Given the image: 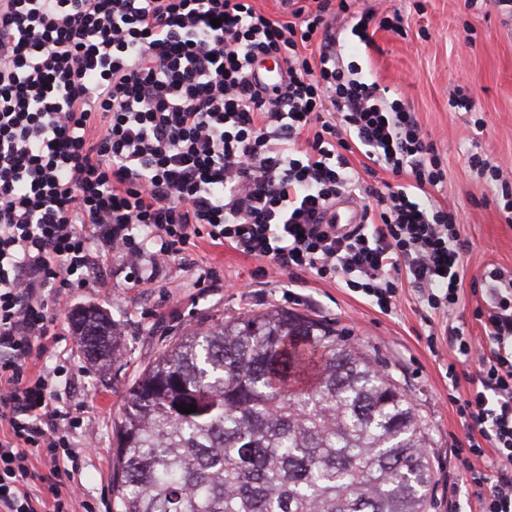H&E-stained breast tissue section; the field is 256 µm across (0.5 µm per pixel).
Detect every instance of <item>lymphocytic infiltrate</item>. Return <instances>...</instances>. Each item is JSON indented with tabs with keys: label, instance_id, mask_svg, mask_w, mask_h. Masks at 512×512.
Masks as SVG:
<instances>
[{
	"label": "lymphocytic infiltrate",
	"instance_id": "lymphocytic-infiltrate-1",
	"mask_svg": "<svg viewBox=\"0 0 512 512\" xmlns=\"http://www.w3.org/2000/svg\"><path fill=\"white\" fill-rule=\"evenodd\" d=\"M280 5L281 21L252 0H0V512H94L67 370L35 363L99 253L149 288L144 262L198 239L384 313L412 288L455 362L465 481L480 512H512V272L484 269L475 341L453 317L467 242L430 194L445 181L430 134L345 62L331 22L351 0ZM269 59L282 85L254 82ZM351 149L393 183L362 188ZM359 189L363 224L337 231L328 207Z\"/></svg>",
	"mask_w": 512,
	"mask_h": 512
}]
</instances>
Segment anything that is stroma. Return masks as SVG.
Listing matches in <instances>:
<instances>
[{"mask_svg":"<svg viewBox=\"0 0 512 512\" xmlns=\"http://www.w3.org/2000/svg\"><path fill=\"white\" fill-rule=\"evenodd\" d=\"M353 8L402 18L400 29H377L372 47L363 50L346 19L337 20L335 32L349 48L346 61L365 80L387 88L389 96H404L436 145L446 179L435 198L460 214L461 234L470 244L457 314L474 336H482L473 317L482 302L481 273L488 263L512 271V223L503 215L500 185L479 178L469 157L478 153L512 170V18L489 0H477L469 8L464 0H355ZM460 85L471 90L473 111L450 106ZM478 118L483 125L477 129L473 122ZM190 257L187 263L176 260L159 267L152 288L131 287L123 260L115 257L104 266L109 289L92 285L72 290V308H101L120 329L124 355L108 374H100L85 359L67 319L56 327L62 342L52 345L53 355L65 349L74 357V387L67 403L83 410V434L96 441L86 451L81 491L100 512L113 508V429L126 384L186 327L275 307L346 328L351 342L379 360L400 382L429 434L427 452L435 474L430 512H478L476 497L464 493L452 499L445 491L449 476L462 471L456 450L465 441V430L449 400L448 348L430 352L426 313L417 309L411 292H403L386 315L339 285L307 274L288 288L274 280L259 285L260 261L203 241L191 249ZM217 257L223 263L224 287L198 285L200 270ZM53 355L46 358L47 366H54Z\"/></svg>","mask_w":512,"mask_h":512,"instance_id":"35a3bbf8","label":"stroma"}]
</instances>
